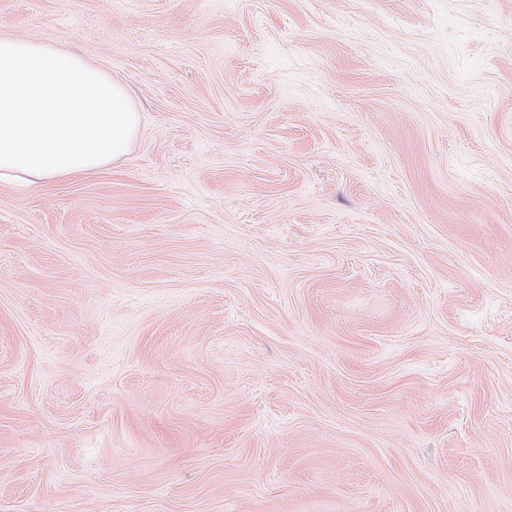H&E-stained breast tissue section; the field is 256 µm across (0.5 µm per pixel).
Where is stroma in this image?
I'll list each match as a JSON object with an SVG mask.
<instances>
[{
    "instance_id": "1",
    "label": "stroma",
    "mask_w": 512,
    "mask_h": 512,
    "mask_svg": "<svg viewBox=\"0 0 512 512\" xmlns=\"http://www.w3.org/2000/svg\"><path fill=\"white\" fill-rule=\"evenodd\" d=\"M130 91L0 186V512H512V0H0Z\"/></svg>"
}]
</instances>
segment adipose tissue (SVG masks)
Listing matches in <instances>:
<instances>
[{
	"label": "adipose tissue",
	"mask_w": 512,
	"mask_h": 512,
	"mask_svg": "<svg viewBox=\"0 0 512 512\" xmlns=\"http://www.w3.org/2000/svg\"><path fill=\"white\" fill-rule=\"evenodd\" d=\"M141 114L124 86L47 40L0 34V185H36L123 162Z\"/></svg>",
	"instance_id": "1"
}]
</instances>
